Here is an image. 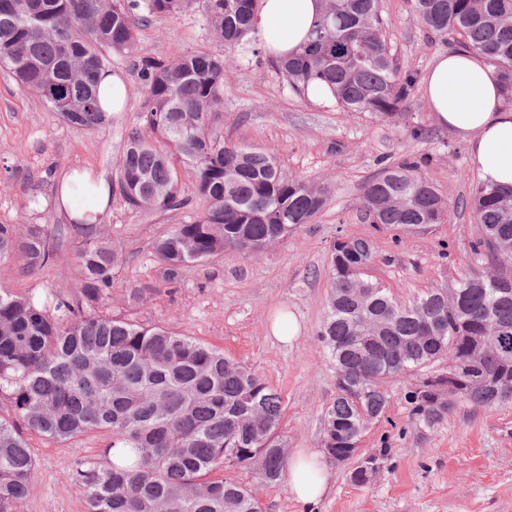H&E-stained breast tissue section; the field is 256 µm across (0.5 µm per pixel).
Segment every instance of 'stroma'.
Wrapping results in <instances>:
<instances>
[{
	"label": "stroma",
	"mask_w": 512,
	"mask_h": 512,
	"mask_svg": "<svg viewBox=\"0 0 512 512\" xmlns=\"http://www.w3.org/2000/svg\"><path fill=\"white\" fill-rule=\"evenodd\" d=\"M380 4L401 69L423 75L450 50L449 41L417 22L410 0ZM177 51L226 54L231 74L219 121L225 138L267 149L287 173L326 185L328 204L311 223L260 253L227 252L188 264L168 289L158 284L153 246L174 225L190 223L192 212H134L113 197L105 235L120 243L125 261L113 276L110 307L244 362L282 396L279 441L291 451L322 447L325 410L336 396V366L317 336L330 293L329 250L342 237L370 238L378 256L371 274L402 303L468 271L470 244L480 232L464 206L477 181L468 144L433 123L419 86L390 123L335 104L315 105L290 90L255 37L225 49L198 9L140 29L139 55L166 58ZM112 72L126 84L125 108L112 125L90 131L63 122L0 70V224H44L60 234L47 267L23 274L18 261L0 262V288L42 294L78 286L81 238L57 203L58 190L76 170L114 180L144 105L129 60L113 57ZM417 128L422 137L414 136ZM409 156L423 158L422 173L447 199L449 218L400 237L364 220L360 197L367 179ZM133 288L146 291L136 305L127 302ZM288 313L301 331L285 344L275 339L273 324ZM421 379L414 373L386 382L390 404L359 446L363 454L387 448L382 470L359 485L352 480L354 461L330 462L331 491L315 512H512V405L484 409L460 402L428 427L413 422L404 399ZM108 441L102 429L63 447L30 435L37 468L19 512H86L72 471ZM220 475L252 490L264 512H297L285 484L268 486L257 470L224 469Z\"/></svg>",
	"instance_id": "35a3bbf8"
}]
</instances>
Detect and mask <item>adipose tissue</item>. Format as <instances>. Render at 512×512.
<instances>
[{"instance_id": "obj_1", "label": "adipose tissue", "mask_w": 512, "mask_h": 512, "mask_svg": "<svg viewBox=\"0 0 512 512\" xmlns=\"http://www.w3.org/2000/svg\"><path fill=\"white\" fill-rule=\"evenodd\" d=\"M323 0H261L254 19L259 44L271 56L290 55L306 42L323 10ZM423 97L436 125L465 139L481 181L512 187V108L504 105L499 77L481 56L460 51L440 54L422 78ZM88 195L61 191L71 219L102 223L109 186L90 172H72ZM331 474L318 448H300L287 465V487L298 512H312L330 490Z\"/></svg>"}]
</instances>
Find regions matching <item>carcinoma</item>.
Returning <instances> with one entry per match:
<instances>
[{
  "label": "carcinoma",
  "mask_w": 512,
  "mask_h": 512,
  "mask_svg": "<svg viewBox=\"0 0 512 512\" xmlns=\"http://www.w3.org/2000/svg\"><path fill=\"white\" fill-rule=\"evenodd\" d=\"M257 0H0V68L67 123L105 128L98 79L112 56L130 60L143 90L145 136L130 132L111 192L133 211L167 212L204 203L190 224L156 240L161 282L178 283L189 263L224 252L251 253L309 224L328 203V188L285 173L270 152L224 141L215 127L224 101V56L138 54L137 32L155 19L202 9L214 36L231 48L253 32ZM303 50L275 60L291 90L305 95L327 83L337 104L384 122L399 115L417 82L395 66L379 0H324ZM420 22L465 52L486 57L512 105V0H412ZM196 180L181 189V171ZM486 234L471 242L483 273L440 282L399 303L369 270L376 252L364 237L336 240L331 291L318 337L348 373L325 411L324 447L352 459L368 424L390 403L385 381L444 360L466 368L455 398L405 399L426 425L459 401L493 408L512 403V187L477 181L466 201ZM365 219L403 232L442 224L448 202L415 161L384 168L363 186ZM83 237L78 289L59 287L40 300L0 288V395L15 419L0 418V512H17L36 468L26 433L59 446L105 429L98 457L78 462L75 481L87 512H262L251 491L214 476L227 466L254 468L280 480L287 456L275 442L282 397L244 363L165 326H146L100 311L110 299L122 255L96 235V224H72ZM45 224H0V260L22 268L54 258ZM375 325L366 347L349 342ZM507 350L483 355L472 338ZM350 431L346 440L336 432Z\"/></svg>",
  "instance_id": "cac0c4a2"
}]
</instances>
